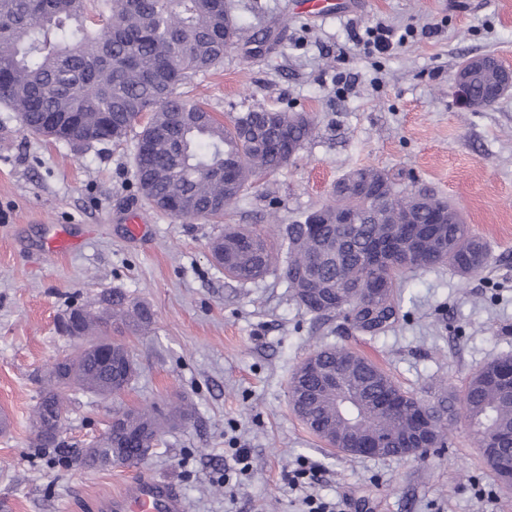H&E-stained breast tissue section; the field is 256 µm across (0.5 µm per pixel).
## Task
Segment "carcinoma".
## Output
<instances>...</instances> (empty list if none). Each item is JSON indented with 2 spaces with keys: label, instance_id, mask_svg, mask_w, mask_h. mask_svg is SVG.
<instances>
[{
  "label": "carcinoma",
  "instance_id": "carcinoma-1",
  "mask_svg": "<svg viewBox=\"0 0 512 512\" xmlns=\"http://www.w3.org/2000/svg\"><path fill=\"white\" fill-rule=\"evenodd\" d=\"M241 38L224 0H0V106L17 113L24 129L76 148L121 145L134 139L138 191L155 209L176 217L216 220L235 205L257 177L277 172L288 160L268 142L278 130L266 110L238 112L223 123L203 106L183 98L178 86L218 67L224 51ZM491 78L474 72L473 98L484 101ZM152 125L136 130L139 115ZM281 124L305 145L314 123L300 112H281ZM369 180L380 194L368 200L333 190L320 211L374 210L369 224L345 228L310 212L276 226L278 248L269 236L226 225L210 242L216 266L240 283L270 274L282 277L300 308L316 319L340 318L353 330L377 337L392 330L403 312L402 288L411 275L448 266L462 278L491 262L489 244L472 234L458 211L428 193L419 202L397 189L388 173L366 166L336 182ZM414 211L416 223L398 237L382 234L386 224ZM447 223L437 224L439 214ZM369 282L374 293L354 286ZM98 308L72 310L62 329L69 336L97 339L103 325L132 333L153 323L150 307L120 290L97 301ZM137 374L129 346L112 339V364L102 365L80 342L47 374L31 418L37 448H62L63 420L79 388L108 398L125 391ZM288 399L307 429L329 448L372 447L403 457L404 432L421 416L438 424L433 448L448 441L456 397L430 402L403 390L367 357L336 344L310 353L293 372ZM460 414L492 474L512 484V355L480 366L467 381ZM112 434L96 439L103 458L85 457L91 467L146 461L166 430L192 416L185 401L164 409L123 408Z\"/></svg>",
  "mask_w": 512,
  "mask_h": 512
}]
</instances>
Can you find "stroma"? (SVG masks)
I'll use <instances>...</instances> for the list:
<instances>
[{
    "label": "stroma",
    "instance_id": "35a3bbf8",
    "mask_svg": "<svg viewBox=\"0 0 512 512\" xmlns=\"http://www.w3.org/2000/svg\"><path fill=\"white\" fill-rule=\"evenodd\" d=\"M229 2L243 40L179 93L224 123L285 109L310 114L316 132L222 223L172 218L143 200L132 144L79 150L0 109V415L12 420L0 431V512H97L130 470L84 466L78 450L107 430L114 408L178 396L193 403L191 421L167 432L139 470L168 481L188 512H302L308 493L347 498L349 512H512V486L490 472L464 420L441 454L348 457L325 447L288 402L291 373L325 343L368 356L424 398L441 383L462 392L472 372L512 353V90L477 110L451 84L475 55L512 66V0H342L325 18L298 13L297 0ZM379 21L412 28L398 53L353 45L350 29ZM429 27L434 35L424 36ZM364 166L456 204L490 244L489 268L468 279L445 266L418 273L404 286L408 320L370 339L342 320L314 319L279 276L237 283L211 261L223 224L273 231L320 208L336 180ZM133 216L143 223L136 237ZM62 228L81 236L80 249L44 253ZM115 289L154 313L148 333L126 337L137 377L107 400L77 394L63 421L65 451L34 447L37 378L73 344L61 319ZM237 448L249 451L247 472L234 468ZM300 459L319 480L292 490L285 475Z\"/></svg>",
    "mask_w": 512,
    "mask_h": 512
}]
</instances>
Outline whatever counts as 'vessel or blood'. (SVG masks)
Instances as JSON below:
<instances>
[{"label":"vessel or blood","mask_w":512,"mask_h":512,"mask_svg":"<svg viewBox=\"0 0 512 512\" xmlns=\"http://www.w3.org/2000/svg\"><path fill=\"white\" fill-rule=\"evenodd\" d=\"M80 245L77 237L61 230L45 240L48 253L75 251ZM101 512H186L184 499L166 481L150 476H134L120 493L100 500Z\"/></svg>","instance_id":"1"}]
</instances>
